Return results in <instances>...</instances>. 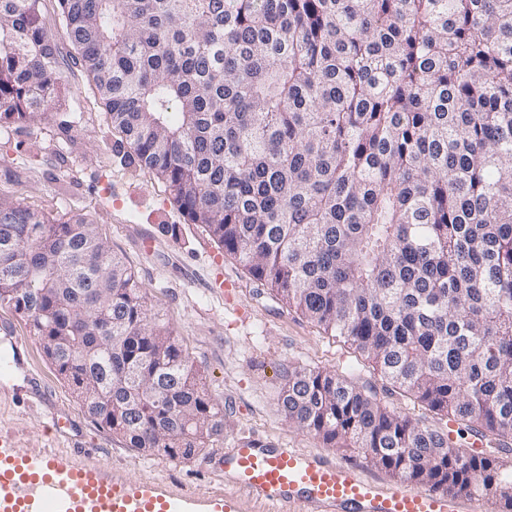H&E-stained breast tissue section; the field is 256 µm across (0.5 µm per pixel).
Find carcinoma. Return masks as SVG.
<instances>
[{
  "label": "carcinoma",
  "instance_id": "obj_1",
  "mask_svg": "<svg viewBox=\"0 0 512 512\" xmlns=\"http://www.w3.org/2000/svg\"><path fill=\"white\" fill-rule=\"evenodd\" d=\"M38 2L0 0V125L54 102ZM59 5L112 128L190 223L430 411L512 439V0ZM0 307L127 447L190 461L224 435V405L87 220L0 197ZM285 373L288 424L512 512L494 460L333 370Z\"/></svg>",
  "mask_w": 512,
  "mask_h": 512
}]
</instances>
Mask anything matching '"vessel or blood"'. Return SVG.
I'll use <instances>...</instances> for the list:
<instances>
[{
	"instance_id": "b4317fda",
	"label": "vessel or blood",
	"mask_w": 512,
	"mask_h": 512,
	"mask_svg": "<svg viewBox=\"0 0 512 512\" xmlns=\"http://www.w3.org/2000/svg\"><path fill=\"white\" fill-rule=\"evenodd\" d=\"M232 489L175 494L161 481L108 476L67 456L30 454L0 444V512H244V499L268 512H491L480 497L387 484L354 463L263 438L241 439L224 456Z\"/></svg>"
}]
</instances>
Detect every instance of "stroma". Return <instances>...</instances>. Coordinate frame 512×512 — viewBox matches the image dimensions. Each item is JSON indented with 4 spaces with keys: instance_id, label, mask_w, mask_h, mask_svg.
Segmentation results:
<instances>
[{
    "instance_id": "stroma-1",
    "label": "stroma",
    "mask_w": 512,
    "mask_h": 512,
    "mask_svg": "<svg viewBox=\"0 0 512 512\" xmlns=\"http://www.w3.org/2000/svg\"><path fill=\"white\" fill-rule=\"evenodd\" d=\"M40 13L60 54L55 105L39 126H0V196L52 217L91 220L114 253L137 273L152 311L160 313L223 403L229 424L204 456L179 462L130 448L96 424L14 312L0 307V438L33 452H57L80 464L134 481L161 480L175 492L224 490V451L255 434L304 451L358 462L388 481L357 448L326 449L290 426L278 396L289 366L331 369L377 401L432 430L439 415L393 387L366 355L343 338L325 335L284 306L174 204L166 183L139 166L80 57L59 25L58 0ZM21 338L13 350V338ZM63 427H55L54 418Z\"/></svg>"
}]
</instances>
